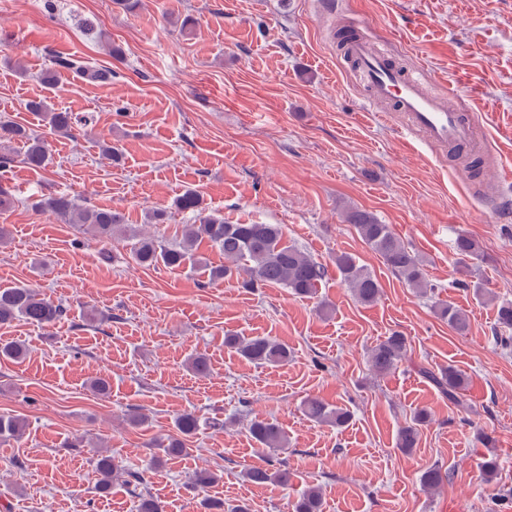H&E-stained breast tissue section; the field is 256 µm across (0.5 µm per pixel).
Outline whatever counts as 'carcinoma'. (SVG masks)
I'll return each instance as SVG.
<instances>
[{
    "instance_id": "carcinoma-1",
    "label": "carcinoma",
    "mask_w": 512,
    "mask_h": 512,
    "mask_svg": "<svg viewBox=\"0 0 512 512\" xmlns=\"http://www.w3.org/2000/svg\"><path fill=\"white\" fill-rule=\"evenodd\" d=\"M66 71L75 72L85 81L107 83L112 80L110 68L78 65L58 55L48 58V63L39 73V80L47 89L54 90L62 83ZM25 110L51 131L77 137L78 120L72 113L49 107L43 98L27 101ZM0 138L22 143L23 162L31 169L43 171L50 165L48 142L31 127L15 121L1 122ZM174 207L179 212L192 214L194 223L183 225L180 241L171 243L154 236L138 234L127 223L125 214L118 209L81 205L67 193L51 194L34 204L35 211H49L66 224H76L83 234L101 244L119 234L131 235L134 240L132 257L136 263L147 267L161 266L174 271L188 264L198 265L200 257L196 255V246L204 242L224 255L223 264L209 269L211 283L243 274L244 288L278 286L301 298L314 295L318 285L327 277V266L297 245L288 243L280 224H230L224 221V217L206 212L200 194L192 189L179 196ZM345 221L357 230L365 244L381 258L389 271L402 278L420 295L432 292L433 286L425 276L421 260L391 225L382 224L371 213L357 208L346 212ZM477 251L478 245L473 238L464 233L458 236L457 270L462 275L458 284L464 288L468 287V282L464 280L469 273L466 260ZM335 262L344 285L351 289L358 302L370 305L378 300L382 290L379 280L354 255L341 253L336 256ZM65 314L66 307L62 303L42 296L25 284L0 288V327L20 319L45 327L55 324ZM438 315L461 336L469 330L466 310L451 302L440 304ZM497 318L499 332L495 333L493 341L508 348L512 346V336L507 334L512 329V302H503L498 306ZM224 346L258 366L282 365L288 362L290 356L288 347L270 336L229 334L224 337ZM406 353L407 338L394 332L372 347L369 353L370 368L378 376L386 375L397 369ZM25 355L26 350L21 344L0 341V358L20 360ZM426 376L448 396V401L466 408L464 392L468 381L465 373L450 365L440 368L437 373L428 371ZM303 410L310 420L318 424L328 423L338 427L347 424L351 417L348 409L331 405L317 397L307 398L303 402ZM428 417L424 409L415 412L414 423L402 427L398 432L399 448L408 452L416 446L420 436L419 426ZM203 426L219 429L224 423L215 418L203 420L194 412L187 411L175 419L177 433L154 437L152 446L167 456H188L191 449L186 446V438L197 434ZM25 429L26 423L22 418L0 415V442L20 438ZM248 429L265 460L247 469L244 472L245 478L258 486L268 483L288 486V465L278 458V453L286 451L288 447V435L283 427L274 420L256 417L250 421ZM97 473L96 492L105 494L111 490L113 480L118 477L124 478L127 484L135 488L144 484L148 470L133 468L108 454H101L97 460ZM448 480L449 474L436 466L426 469L421 475V483L430 491ZM321 506L319 488L310 486L299 495L293 505V512H321Z\"/></svg>"
}]
</instances>
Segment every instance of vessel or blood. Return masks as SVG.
<instances>
[{
  "label": "vessel or blood",
  "instance_id": "1",
  "mask_svg": "<svg viewBox=\"0 0 512 512\" xmlns=\"http://www.w3.org/2000/svg\"><path fill=\"white\" fill-rule=\"evenodd\" d=\"M349 52L364 72L371 98L389 101L402 112L407 132L448 147L473 142L475 131L464 114L451 107L444 95L428 92L419 74L392 64L361 35L350 43Z\"/></svg>",
  "mask_w": 512,
  "mask_h": 512
}]
</instances>
